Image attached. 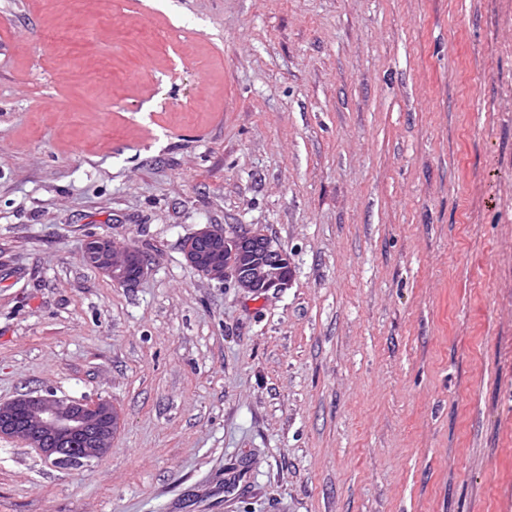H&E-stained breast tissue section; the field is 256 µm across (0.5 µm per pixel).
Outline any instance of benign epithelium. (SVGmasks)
Segmentation results:
<instances>
[{
    "label": "benign epithelium",
    "instance_id": "1",
    "mask_svg": "<svg viewBox=\"0 0 512 512\" xmlns=\"http://www.w3.org/2000/svg\"><path fill=\"white\" fill-rule=\"evenodd\" d=\"M182 248L187 262L199 274L230 279L237 288L253 295L286 288L292 279L288 252L247 230L206 226L187 237ZM83 258L87 266L125 287L136 285L148 268L142 252L127 249L120 253L115 242L104 237L91 239ZM116 423L112 404L104 400H54L24 394L0 402V438L20 437L56 461L74 457L84 463L102 457L111 446ZM75 435L83 437L80 448L68 447Z\"/></svg>",
    "mask_w": 512,
    "mask_h": 512
}]
</instances>
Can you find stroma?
Listing matches in <instances>:
<instances>
[{
	"label": "stroma",
	"mask_w": 512,
	"mask_h": 512,
	"mask_svg": "<svg viewBox=\"0 0 512 512\" xmlns=\"http://www.w3.org/2000/svg\"><path fill=\"white\" fill-rule=\"evenodd\" d=\"M291 258L255 297L182 242ZM106 236L149 257L127 288ZM0 512H512V0H0ZM182 248L187 262L199 274L230 279L236 288L252 295L288 288L292 279L288 252L255 232L206 226L187 237ZM83 258L87 266L108 275L113 283L125 287L136 285L148 268L142 252L127 249L119 253L115 242L104 237L91 239L85 246ZM116 423L112 404L104 400L83 402L52 394H24L0 402V438L20 437L55 461L76 457L84 463L102 457L111 446ZM75 435L83 437V446L68 448Z\"/></svg>",
	"instance_id": "stroma-1"
}]
</instances>
